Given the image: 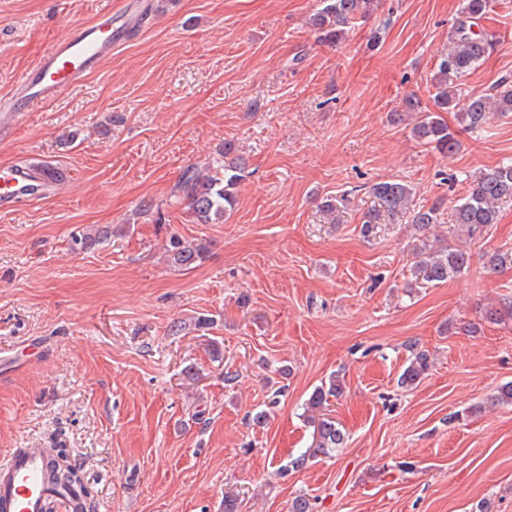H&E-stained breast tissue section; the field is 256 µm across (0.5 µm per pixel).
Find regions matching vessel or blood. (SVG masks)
<instances>
[{
	"label": "vessel or blood",
	"instance_id": "obj_1",
	"mask_svg": "<svg viewBox=\"0 0 512 512\" xmlns=\"http://www.w3.org/2000/svg\"><path fill=\"white\" fill-rule=\"evenodd\" d=\"M139 20V14L128 5L120 16L104 13L91 24L70 28L53 42L19 79L15 90L0 97V136H7L27 112L51 101L110 61L115 24L133 26ZM44 193V186L31 177L28 169H0L1 209H16ZM52 462L53 452L48 448H16L1 455L0 512H44L49 500L58 504L62 512H88L89 506L79 490L49 482Z\"/></svg>",
	"mask_w": 512,
	"mask_h": 512
}]
</instances>
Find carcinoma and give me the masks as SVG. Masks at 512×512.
I'll return each instance as SVG.
<instances>
[{"label":"carcinoma","instance_id":"obj_1","mask_svg":"<svg viewBox=\"0 0 512 512\" xmlns=\"http://www.w3.org/2000/svg\"><path fill=\"white\" fill-rule=\"evenodd\" d=\"M379 0H319V8L310 19L317 34V41L335 45L342 42L349 29L361 19L370 17L377 9ZM492 0H462L459 16L449 36L448 51L436 62L431 78L434 93L432 107L421 105L420 99L409 96L402 108L390 113L389 121L400 124L408 113H417L412 135L422 145L431 147L448 157L459 148V131L475 132L487 125L497 115L512 112V75L501 76L488 91H465L461 79L477 69L494 49V43L478 31L480 22L490 11ZM455 111L460 130H454L438 116L440 112ZM247 161L237 154L230 141L224 142L219 158L198 168L192 166L182 175L174 189V202L187 210L195 224H222L226 215L234 210L236 187L246 178ZM379 208L364 216L361 233L369 235L377 223L380 210L396 213L409 208L411 190L401 182H381L372 186ZM512 201V161L502 162L480 171L472 181V187L463 201L455 206V223L473 237L485 227L497 222L499 208ZM437 222V209L420 208L413 212L412 224L419 233H425ZM112 237V230L104 227L72 237L71 249H87ZM207 242L185 240L176 234L169 237L167 248L171 266L188 269L201 262L209 252ZM472 254L452 245L437 246L427 237L419 239L413 253L415 277L426 284H439L461 274L470 267ZM511 263L509 252L493 251L485 254L487 269L496 271ZM508 316L512 318V301L498 307L484 309L481 321L472 322L466 328L476 333L481 323H495ZM429 369L428 354L417 352L401 375V384L412 386ZM342 380L333 375L329 381L316 387L306 403L308 423L313 425L312 447L324 455L341 447L344 433L336 421L326 416L332 400L341 397ZM56 481L82 491L84 486L78 470L56 467Z\"/></svg>","mask_w":512,"mask_h":512}]
</instances>
